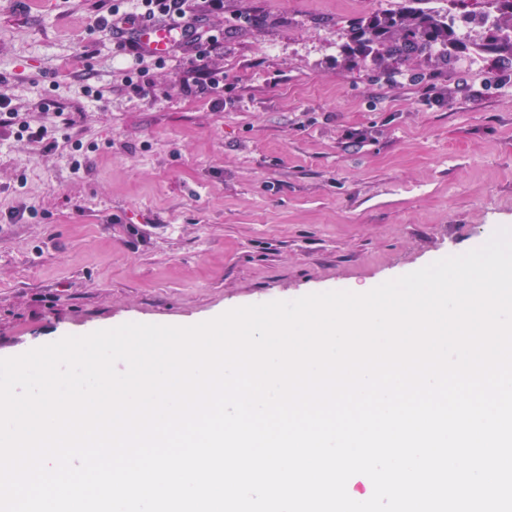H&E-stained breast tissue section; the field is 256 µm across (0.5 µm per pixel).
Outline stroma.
<instances>
[{"mask_svg":"<svg viewBox=\"0 0 512 512\" xmlns=\"http://www.w3.org/2000/svg\"><path fill=\"white\" fill-rule=\"evenodd\" d=\"M394 3L198 14L222 34L216 108L184 89L189 46L150 67L149 94L123 86L106 0H0V93L90 148L76 173L0 126V359L359 293L512 227V68L476 53L422 59L416 79L389 59L351 67L346 26Z\"/></svg>","mask_w":512,"mask_h":512,"instance_id":"35a3bbf8","label":"stroma"}]
</instances>
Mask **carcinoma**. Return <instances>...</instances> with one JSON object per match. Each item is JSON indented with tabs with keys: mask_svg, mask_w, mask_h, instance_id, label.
I'll use <instances>...</instances> for the list:
<instances>
[{
	"mask_svg": "<svg viewBox=\"0 0 512 512\" xmlns=\"http://www.w3.org/2000/svg\"><path fill=\"white\" fill-rule=\"evenodd\" d=\"M424 2L402 0L365 23H351L359 62L385 56L412 71L426 56L467 48L470 32L478 29L482 35L475 48L512 65V0H478L472 9L467 0H448L441 10Z\"/></svg>",
	"mask_w": 512,
	"mask_h": 512,
	"instance_id": "obj_1",
	"label": "carcinoma"
}]
</instances>
